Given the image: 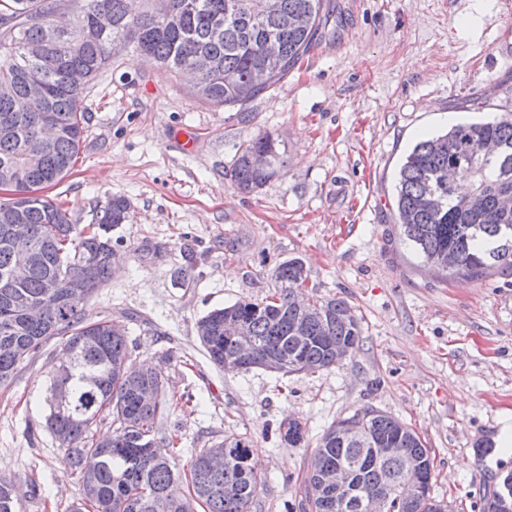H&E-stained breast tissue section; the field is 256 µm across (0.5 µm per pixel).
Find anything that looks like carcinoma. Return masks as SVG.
<instances>
[{
    "label": "carcinoma",
    "mask_w": 512,
    "mask_h": 512,
    "mask_svg": "<svg viewBox=\"0 0 512 512\" xmlns=\"http://www.w3.org/2000/svg\"><path fill=\"white\" fill-rule=\"evenodd\" d=\"M82 0L60 27L52 13L59 3L0 0V183L17 181L19 198L0 200V225L27 226L32 261L26 277L0 287V384L39 353L51 338L63 337L70 379L51 369L47 429L68 430L63 462L77 476L88 512H252L266 480L250 463L245 437L211 444L224 450V469L206 464L209 449L195 454L186 470L174 453L161 461L146 448L156 443L157 424L169 407L163 372L129 368L131 347L125 324L107 316L94 319L86 309L83 285L99 288L112 278L111 232L123 223L127 201L114 195L94 209L83 227L69 213L38 194L72 169L86 130L82 102L89 86L112 65L116 52L132 41L156 69L170 77L190 70L192 94L213 106L242 103L278 84L325 37L331 15L325 0ZM112 14V29L99 30L98 10ZM277 40L281 58L263 56L267 39ZM268 70L267 83L252 86L254 71ZM42 93L45 109L30 112L28 100ZM57 126L54 139L39 152L29 150L41 126ZM262 156L266 166L254 165ZM454 164L470 182L469 192L441 182ZM283 166L278 143L268 133L238 146L233 180L243 193L261 190ZM512 113L482 123H458L414 145L400 167L397 187L399 236L442 281L470 283L495 271L512 269ZM18 247L0 231V282L15 264ZM64 282L38 322L26 318L20 302L45 300L46 281ZM272 295L261 301L240 299L213 309L197 321V336L209 360L236 372L235 347L225 337L236 319L252 336L247 368L278 364L283 373H315L332 366L331 347L356 349L361 327L343 299L311 297L294 305V290L308 281L299 258L271 271ZM305 340L298 345L294 337ZM112 419V434L97 440L93 427ZM357 427L358 437L341 444L336 430ZM285 444L298 447L304 428L279 426ZM387 442L394 453L371 455L372 443ZM355 467L353 480L378 487L390 498V512H442L430 496L433 463L420 435L391 415L370 408L333 422L308 464L302 512H348L344 493L322 484L318 470ZM14 483L0 475V512H20Z\"/></svg>",
    "instance_id": "obj_1"
}]
</instances>
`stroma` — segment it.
Listing matches in <instances>:
<instances>
[{"mask_svg":"<svg viewBox=\"0 0 512 512\" xmlns=\"http://www.w3.org/2000/svg\"><path fill=\"white\" fill-rule=\"evenodd\" d=\"M336 37L315 44L272 89L231 107L189 93L134 45L115 55L83 101L84 139L70 173L43 193L74 223L125 196L112 232L111 280L90 315L125 319L134 362L169 377L180 461L242 434L266 478L255 512H300L303 479L323 431L367 407L426 442L432 496L455 512L512 470L495 438L512 419V274L448 283L398 237L400 167L421 139L459 122L512 113V0H327ZM270 132L284 166L262 190L239 192L236 148ZM299 258L316 297L344 299L362 327L331 368L226 373L201 347L207 311L274 292L270 277ZM59 339L0 385V474L20 512H72L79 486L45 426ZM295 420L304 445L281 444Z\"/></svg>","mask_w":512,"mask_h":512,"instance_id":"35a3bbf8","label":"stroma"}]
</instances>
